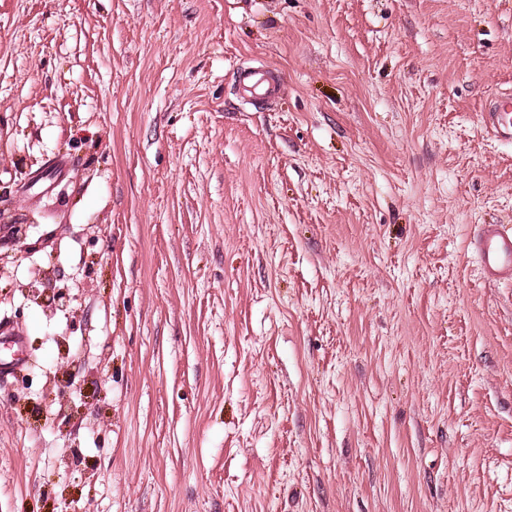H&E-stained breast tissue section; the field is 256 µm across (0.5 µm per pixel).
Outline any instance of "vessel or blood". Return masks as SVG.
Here are the masks:
<instances>
[{"label":"vessel or blood","mask_w":512,"mask_h":512,"mask_svg":"<svg viewBox=\"0 0 512 512\" xmlns=\"http://www.w3.org/2000/svg\"><path fill=\"white\" fill-rule=\"evenodd\" d=\"M244 91L267 99L283 90L279 76L264 69L243 72ZM483 124L494 138L512 143V92H503L490 100L483 114ZM468 249L477 261L481 278L489 283L512 284V225L485 224L474 234Z\"/></svg>","instance_id":"1"}]
</instances>
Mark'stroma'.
Returning <instances> with one entry per match:
<instances>
[{
  "label": "stroma",
  "instance_id": "1",
  "mask_svg": "<svg viewBox=\"0 0 512 512\" xmlns=\"http://www.w3.org/2000/svg\"><path fill=\"white\" fill-rule=\"evenodd\" d=\"M505 91L512 0H0V512H512ZM240 84L246 93L266 99L278 97L283 90V82L279 76L264 69L244 71L240 76ZM483 124L495 139L512 143V92H501L490 100ZM468 250L484 281L512 284V225L483 224L470 238Z\"/></svg>",
  "mask_w": 512,
  "mask_h": 512
}]
</instances>
